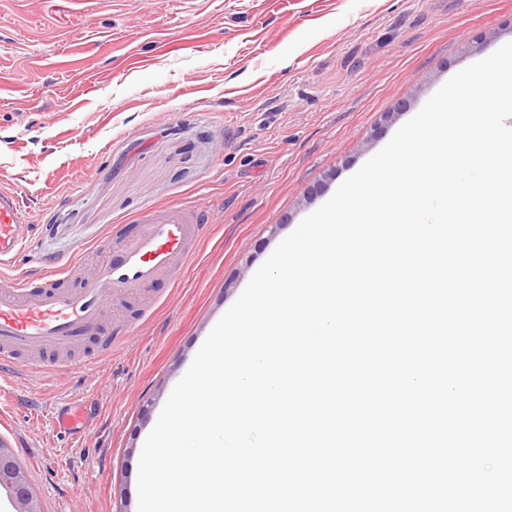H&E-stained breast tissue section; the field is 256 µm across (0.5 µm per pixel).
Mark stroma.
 Returning a JSON list of instances; mask_svg holds the SVG:
<instances>
[{"instance_id": "stroma-1", "label": "stroma", "mask_w": 512, "mask_h": 512, "mask_svg": "<svg viewBox=\"0 0 512 512\" xmlns=\"http://www.w3.org/2000/svg\"><path fill=\"white\" fill-rule=\"evenodd\" d=\"M512 42V0H0L6 272L74 266L153 207L214 217L172 278L114 302L68 368L0 376V443L42 512H137L141 440L256 267L454 74ZM93 427L69 435L59 408ZM28 224L16 192L0 185V261H9L24 239L22 226Z\"/></svg>"}]
</instances>
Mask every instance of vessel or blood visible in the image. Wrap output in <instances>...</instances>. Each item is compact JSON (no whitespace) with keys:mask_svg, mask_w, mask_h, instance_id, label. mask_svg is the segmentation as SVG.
Listing matches in <instances>:
<instances>
[{"mask_svg":"<svg viewBox=\"0 0 512 512\" xmlns=\"http://www.w3.org/2000/svg\"><path fill=\"white\" fill-rule=\"evenodd\" d=\"M208 216L195 210L154 208L140 218L137 232L110 259L96 264L79 288L61 287L63 272L49 273L43 286L24 278L0 279V371L42 372L47 360L28 361L25 353L53 352L96 330L110 310L109 301L126 290L154 285L192 257ZM27 222L13 188L0 185V261H9L24 239ZM60 430L83 433L90 427L77 404L62 407Z\"/></svg>","mask_w":512,"mask_h":512,"instance_id":"vessel-or-blood-1","label":"vessel or blood"}]
</instances>
